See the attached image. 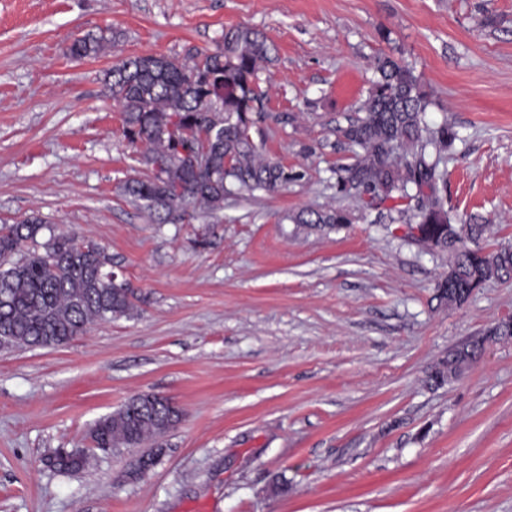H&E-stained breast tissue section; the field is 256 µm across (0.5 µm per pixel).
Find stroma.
I'll use <instances>...</instances> for the list:
<instances>
[{"mask_svg": "<svg viewBox=\"0 0 512 512\" xmlns=\"http://www.w3.org/2000/svg\"><path fill=\"white\" fill-rule=\"evenodd\" d=\"M235 26L274 48L260 151L307 175L154 223L123 192L140 166L103 72L216 50ZM102 31L111 48L72 58ZM380 56L413 66L429 122L458 133L449 209L512 246V0H0V225L36 214L99 245L137 304L63 346L0 347V512H512V341L428 379L512 318V278L450 307L448 256L406 225L291 220L347 207L336 129ZM143 393L182 411L144 475L140 448L48 465ZM512 338V320H500L490 327L483 336H475L462 348L448 353V359L435 368L430 378L436 384L456 379L473 358L483 352L486 343L503 338ZM89 448L58 449L49 458L50 466L60 472H75L84 469L93 458Z\"/></svg>", "mask_w": 512, "mask_h": 512, "instance_id": "1", "label": "stroma"}]
</instances>
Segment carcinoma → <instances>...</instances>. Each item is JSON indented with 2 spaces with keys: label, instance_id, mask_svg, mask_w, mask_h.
Instances as JSON below:
<instances>
[{
  "label": "carcinoma",
  "instance_id": "obj_1",
  "mask_svg": "<svg viewBox=\"0 0 512 512\" xmlns=\"http://www.w3.org/2000/svg\"><path fill=\"white\" fill-rule=\"evenodd\" d=\"M112 46L105 34L76 39L71 55L95 57ZM271 45L259 31L237 26L224 31L222 46L184 57L148 55L121 58L106 71L112 99L124 112L123 135L136 150L144 177L125 185L134 202L164 222L189 206L214 215L224 196L275 192L305 177V171L264 158L254 134L263 121L265 93L258 85ZM359 115L338 128L340 145L353 162L336 168V194L360 209L386 213L389 223L418 228L415 243L447 254L448 274L436 298L461 306L494 279L512 276V249L487 252L480 240L487 225L461 224L448 210L447 159L456 133L448 122L432 126L431 105L412 67L390 56L376 60ZM180 130L216 129L206 164L194 168ZM296 224H347L344 210L302 211ZM455 248H448V243ZM112 277L104 249L79 245L56 234L37 215L0 226V339L11 347H54L83 334L91 325L128 316L134 291ZM512 338V320H500L482 336L448 353L430 378L437 384L457 378L486 343ZM181 410L166 397L128 399L90 429L93 447L117 450L142 446L173 429ZM94 453L88 448L58 449L49 458L60 472L84 469Z\"/></svg>",
  "mask_w": 512,
  "mask_h": 512
}]
</instances>
